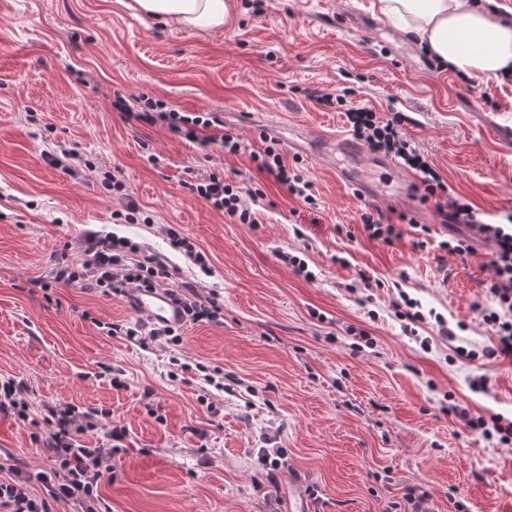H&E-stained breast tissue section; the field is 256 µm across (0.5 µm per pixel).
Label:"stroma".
Wrapping results in <instances>:
<instances>
[{
  "mask_svg": "<svg viewBox=\"0 0 512 512\" xmlns=\"http://www.w3.org/2000/svg\"><path fill=\"white\" fill-rule=\"evenodd\" d=\"M126 0H0V378L28 388L32 410L71 403L105 408L124 428L110 512H512V446L489 444L444 414H512V362L456 357L405 336L391 308L398 290L436 309L458 338L493 337L477 309L487 298L491 244L461 258L421 253L411 235L387 247L367 238L363 207L406 211L434 238L456 235L420 204L407 169L357 146L343 112L318 95H346L375 112H400L404 133L483 221L512 214V148L495 142L485 113H512V83H469L437 66L388 26L379 0H232L223 26L182 29L136 14ZM180 112H212L240 137L238 154L200 148L165 123L124 121L114 93ZM271 138L312 181L307 208L260 174L250 154ZM63 147L85 162L79 177L50 164ZM111 173L124 193L106 191ZM222 174L256 191L257 223L239 224L185 186L190 173ZM151 224L118 219L127 201ZM173 226L205 250L212 275L174 251ZM88 229L145 243L175 272L168 288L217 292L220 324L194 323L174 349H141L106 336L101 321L135 320L126 298L39 281L58 261L79 262ZM304 259L297 276L280 253ZM373 347L353 349L352 329ZM183 367L174 370L170 358ZM122 370L124 387L110 383ZM219 370L223 389L203 370ZM485 375L488 388L469 381ZM33 428L0 415V464L49 461ZM284 452L281 466L262 459Z\"/></svg>",
  "mask_w": 512,
  "mask_h": 512,
  "instance_id": "stroma-1",
  "label": "stroma"
}]
</instances>
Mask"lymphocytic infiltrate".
Returning <instances> with one entry per match:
<instances>
[{
	"instance_id": "obj_1",
	"label": "lymphocytic infiltrate",
	"mask_w": 512,
	"mask_h": 512,
	"mask_svg": "<svg viewBox=\"0 0 512 512\" xmlns=\"http://www.w3.org/2000/svg\"><path fill=\"white\" fill-rule=\"evenodd\" d=\"M114 105L126 120L154 123L162 120L171 132L195 140L201 147L216 144L225 153H238L241 144L229 133L210 134L212 120L200 115H183L177 112L134 111L124 98H116ZM345 117L352 136L363 143L369 151L384 153L401 159L403 164L419 174L415 190L421 203H433L442 223L462 224L477 235L491 241L494 250L488 261L492 277L484 281V292L490 298L488 306L479 310L483 324L494 337L491 345L475 350L456 344L455 332L447 320L435 310H423L420 302L406 292H399L392 307L403 323L405 335H415L419 326L433 324L439 337L454 341V352L460 359L488 362L512 360V215L506 223L482 222L471 204L454 195L425 156L403 135L405 117L393 112L382 116L372 109L353 105L346 109ZM252 160L259 172L272 177L277 184L285 186L289 195L307 205H314L316 198L298 168L285 164L280 152L272 146L252 152ZM189 189L198 197L223 211L241 224L255 223L252 210L244 208L238 187L227 184L222 177L208 174L192 177ZM362 226L370 240L384 245H394L404 236L405 225H412V246L418 251L430 250L431 246L447 254L465 257L472 255L473 247L468 238L455 237L433 241L428 225L415 223L409 213H399L390 219L384 215L363 212ZM82 253L79 263H59L53 280L68 286H76L104 295L130 297L132 289L166 288L168 297L181 309L184 321L219 324L223 321L224 308L217 293L201 295L195 285L182 283L180 290L167 289L172 277V268L165 256L153 252L146 245L126 236H102L96 232H85L78 241ZM101 329L110 336H122L128 341L147 348L160 338L179 341L177 327L148 322L140 318L133 322H107ZM26 386L15 379L0 380V414L15 415L20 421L36 427L34 441L50 460L48 469L32 472L12 464L8 470L9 481H0V508L7 512H54L56 505L77 501L82 512H109L108 506L98 495V487L105 474L111 473L110 460L121 448L126 433L124 428L103 429L101 409H80L70 403L49 405L43 419L31 415L26 398ZM448 415L479 433L489 443L512 445V417L501 414L491 417L472 415L468 408L459 404H448ZM102 431L103 440L98 447L84 445L83 438L94 431ZM41 484L42 496L31 495V483Z\"/></svg>"
}]
</instances>
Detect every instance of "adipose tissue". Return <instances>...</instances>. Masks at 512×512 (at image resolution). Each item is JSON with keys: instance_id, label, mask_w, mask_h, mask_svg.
I'll use <instances>...</instances> for the list:
<instances>
[{"instance_id": "obj_1", "label": "adipose tissue", "mask_w": 512, "mask_h": 512, "mask_svg": "<svg viewBox=\"0 0 512 512\" xmlns=\"http://www.w3.org/2000/svg\"><path fill=\"white\" fill-rule=\"evenodd\" d=\"M140 15L187 28L223 26L227 0H132ZM499 0H380V11L415 34L441 65L465 76L499 80L512 73V20Z\"/></svg>"}]
</instances>
